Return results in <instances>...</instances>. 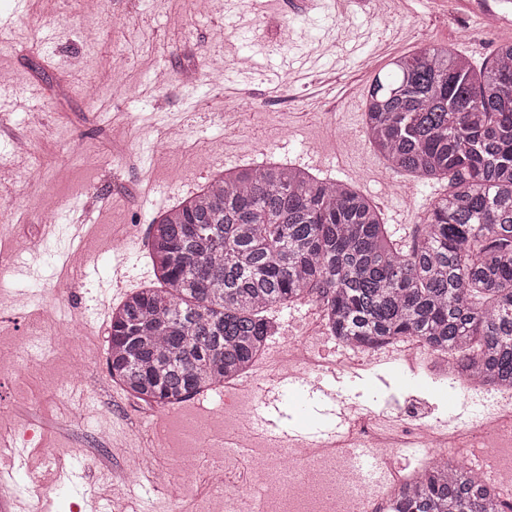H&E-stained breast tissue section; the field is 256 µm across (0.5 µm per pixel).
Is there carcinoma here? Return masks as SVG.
I'll return each mask as SVG.
<instances>
[{"mask_svg":"<svg viewBox=\"0 0 512 512\" xmlns=\"http://www.w3.org/2000/svg\"><path fill=\"white\" fill-rule=\"evenodd\" d=\"M368 145L395 173L448 183L401 236L354 185L267 161L211 177L151 224L157 288L112 309L106 365L146 402L179 405L251 367L273 305L306 299L336 340H424L493 389H512V41L477 68L437 45L392 62L365 95ZM387 512H512L445 460Z\"/></svg>","mask_w":512,"mask_h":512,"instance_id":"carcinoma-1","label":"carcinoma"}]
</instances>
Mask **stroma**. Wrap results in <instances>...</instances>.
Here are the masks:
<instances>
[{"label": "stroma", "instance_id": "obj_1", "mask_svg": "<svg viewBox=\"0 0 512 512\" xmlns=\"http://www.w3.org/2000/svg\"><path fill=\"white\" fill-rule=\"evenodd\" d=\"M106 14L86 40L85 0H0V68L11 90L37 88L38 99L15 111L0 109V156L11 135L30 151L0 169V243L33 238L37 256L13 262L0 286V330L33 333L34 310L46 291L75 319L83 345L97 355L90 381L68 360L53 363V380L40 373L0 370V421L20 426L68 450L63 484L29 501V512H97V490L134 512H204L209 491L197 471L214 463L209 445L194 450L192 471L172 468L152 447L155 427L185 414L201 417L214 404L192 399L178 407L139 401L110 380L109 323L92 308L110 286V241L134 227L140 248L129 258L142 286L153 283L146 244L163 210L193 194L212 175L263 160L291 163L321 176L351 180L379 206L386 223L413 229L430 195L416 180L393 173L364 142V93L391 59L428 44L463 51L474 31L482 64L512 40V27L482 34L481 19L464 0H393L375 16L373 0H315L300 13L298 0H104ZM164 70L167 80L151 75ZM289 70L288 82L276 73ZM179 127V142L154 151L159 134ZM53 197L60 211L89 218L46 228L41 208ZM425 365L400 374L379 364L341 377L358 407L393 420L439 425L461 391L436 382ZM147 460L145 474L123 483L124 454Z\"/></svg>", "mask_w": 512, "mask_h": 512}]
</instances>
